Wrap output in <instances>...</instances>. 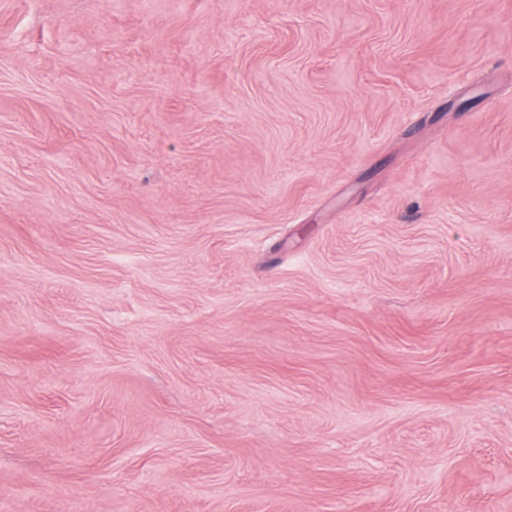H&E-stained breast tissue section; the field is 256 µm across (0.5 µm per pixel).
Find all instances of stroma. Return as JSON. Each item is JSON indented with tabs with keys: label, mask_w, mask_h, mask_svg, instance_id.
Masks as SVG:
<instances>
[{
	"label": "stroma",
	"mask_w": 512,
	"mask_h": 512,
	"mask_svg": "<svg viewBox=\"0 0 512 512\" xmlns=\"http://www.w3.org/2000/svg\"><path fill=\"white\" fill-rule=\"evenodd\" d=\"M0 512H512V0H0Z\"/></svg>",
	"instance_id": "35a3bbf8"
}]
</instances>
